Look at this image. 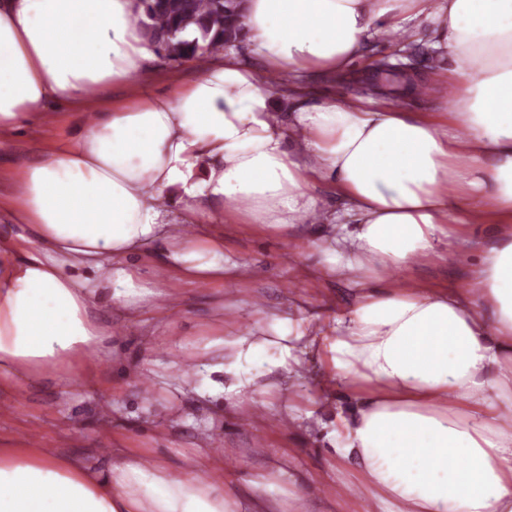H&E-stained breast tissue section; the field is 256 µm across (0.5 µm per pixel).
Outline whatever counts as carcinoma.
Here are the masks:
<instances>
[{"mask_svg": "<svg viewBox=\"0 0 512 512\" xmlns=\"http://www.w3.org/2000/svg\"><path fill=\"white\" fill-rule=\"evenodd\" d=\"M242 0H133L145 35L173 58L203 63L241 35Z\"/></svg>", "mask_w": 512, "mask_h": 512, "instance_id": "1", "label": "carcinoma"}]
</instances>
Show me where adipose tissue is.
<instances>
[{"label":"adipose tissue","mask_w":512,"mask_h":512,"mask_svg":"<svg viewBox=\"0 0 512 512\" xmlns=\"http://www.w3.org/2000/svg\"><path fill=\"white\" fill-rule=\"evenodd\" d=\"M132 16V0H0V134L43 122L52 103L83 110L75 141L25 167L8 212L32 237L0 241V381L51 367L79 390L84 363L112 349L102 302L166 316L133 262L151 241L167 243L158 273L239 271L223 238L204 235L203 211L283 232L317 225L306 244L350 283L353 305L327 334L276 319L212 339L226 353L207 396L248 406L319 375L350 395L326 434L344 494L366 491L376 512H512V0H245L266 69L288 77L284 121L234 52L174 92L86 114L156 55ZM426 24L457 80L442 119L370 98L308 104L301 73H343L369 38ZM323 190L341 209L321 206ZM478 224L493 236L469 287L397 279L454 261L449 237ZM199 249L212 260L191 264ZM223 468L211 448L176 476L130 448L101 469L0 448V512H298L274 495L276 472L239 481Z\"/></svg>","instance_id":"adipose-tissue-1"}]
</instances>
